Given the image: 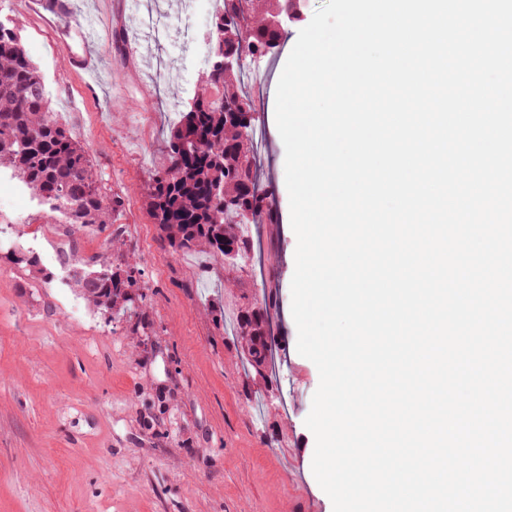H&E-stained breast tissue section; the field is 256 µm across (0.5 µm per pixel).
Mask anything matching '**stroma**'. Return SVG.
<instances>
[{"label":"stroma","instance_id":"stroma-1","mask_svg":"<svg viewBox=\"0 0 512 512\" xmlns=\"http://www.w3.org/2000/svg\"><path fill=\"white\" fill-rule=\"evenodd\" d=\"M82 2L78 24L102 34L94 81L70 69L24 0L8 2L51 111L79 134L120 205L104 229L45 224L44 206L0 176V512H333L305 425L319 372L297 351L291 313L297 239L275 123L287 52L256 62L258 79L244 87L260 106V172L276 209L248 225L249 257L229 269L171 248L144 194L207 69V0H141L120 16L113 0ZM143 54L165 67L144 75ZM113 237L135 254L143 299L110 316L71 277ZM13 250L33 253L48 279L12 264ZM244 292L274 301L284 380L242 361Z\"/></svg>","mask_w":512,"mask_h":512}]
</instances>
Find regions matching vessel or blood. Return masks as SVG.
Segmentation results:
<instances>
[{
	"label": "vessel or blood",
	"mask_w": 512,
	"mask_h": 512,
	"mask_svg": "<svg viewBox=\"0 0 512 512\" xmlns=\"http://www.w3.org/2000/svg\"><path fill=\"white\" fill-rule=\"evenodd\" d=\"M27 11L41 19L51 28L56 41L68 47V61L71 67L88 75L96 71L99 55L96 51L97 38L83 34L75 28V0H25ZM78 41V49H70L71 41Z\"/></svg>",
	"instance_id": "vessel-or-blood-1"
}]
</instances>
